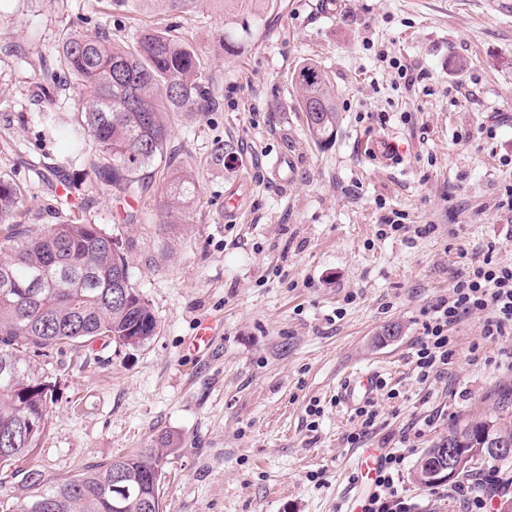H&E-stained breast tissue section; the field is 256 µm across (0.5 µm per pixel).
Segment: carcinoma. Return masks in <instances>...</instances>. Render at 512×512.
Masks as SVG:
<instances>
[{
  "instance_id": "obj_1",
  "label": "carcinoma",
  "mask_w": 512,
  "mask_h": 512,
  "mask_svg": "<svg viewBox=\"0 0 512 512\" xmlns=\"http://www.w3.org/2000/svg\"><path fill=\"white\" fill-rule=\"evenodd\" d=\"M261 22L255 15L242 24V36H225L224 51L238 52L242 38ZM66 78L90 92L81 121L62 128L71 154L93 151L95 182L125 196L140 194L148 170L160 173L166 223L185 219L200 195V180L169 149L170 115L205 112L216 105L196 48L171 25L147 28L131 45L116 42L110 27L89 34L70 25L60 43L57 70L41 83L45 97H52ZM292 83L310 136L321 146L331 143L337 109L325 73L306 59ZM233 154L231 144L216 140L206 165L222 171ZM26 216L22 189L0 176V437L15 440L11 451L0 455L1 468L33 453L46 431L54 385L37 359L98 338L126 345L137 337L143 344L158 330L119 245L100 225L74 211L59 224H28ZM31 424L35 430L25 433ZM488 434L512 438V391L498 394L494 413L448 427V436L418 460L414 480L430 485L423 464L444 443L464 461L459 475H470L469 452L486 447ZM174 451V440L166 435L132 455L59 480L18 469L26 494L16 503L1 499L0 512H163L161 478ZM118 475L131 489L127 498L112 495Z\"/></svg>"
}]
</instances>
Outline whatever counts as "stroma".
I'll list each match as a JSON object with an SVG mask.
<instances>
[{"instance_id":"1","label":"stroma","mask_w":512,"mask_h":512,"mask_svg":"<svg viewBox=\"0 0 512 512\" xmlns=\"http://www.w3.org/2000/svg\"><path fill=\"white\" fill-rule=\"evenodd\" d=\"M334 2L329 18L320 0H196L184 14L182 34L207 60L219 107L172 119L171 147L199 169L201 194L184 223L167 224L158 177L136 198L88 191L90 156L71 158L41 114L76 123L89 94L69 86L50 100L38 88L76 17L91 29L123 25L130 42L165 10L0 0V175L23 189L33 223L56 224L53 187L21 159L63 162L75 206L116 240L158 322L144 345L99 340L44 362L55 399L24 468L74 476L168 435L176 451L161 481L164 512H363L361 450L344 440L360 423L337 398L361 367L384 383L365 446L402 455L412 512H466L451 484L420 486L413 470L454 421L493 412L512 387V335L483 340L485 316L473 314L452 329L445 370L419 381L413 356L425 311L459 275L488 254L512 264V211L499 205L512 183V0ZM258 13L264 21L240 51L225 53V24ZM308 58L336 95L325 146L309 137L291 82ZM381 136L399 147L387 166L369 152ZM217 139L235 148L224 172L204 167ZM282 154L297 162L285 186L270 174ZM233 189L244 201L228 222ZM397 215L435 230L386 234ZM207 318L218 336L190 351ZM390 327L397 337L384 338ZM314 401L323 413L311 433Z\"/></svg>"}]
</instances>
